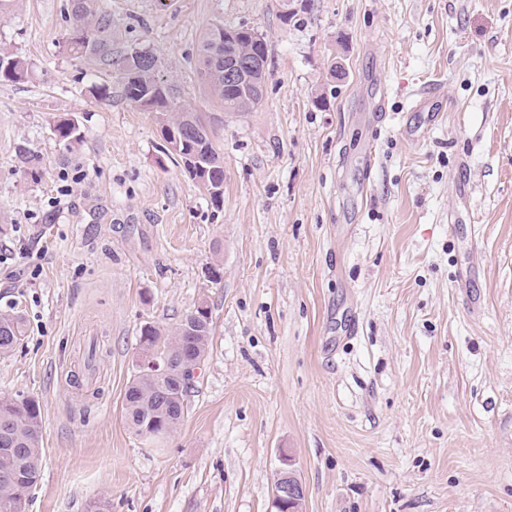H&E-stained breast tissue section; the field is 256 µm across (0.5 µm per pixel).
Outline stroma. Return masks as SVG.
Segmentation results:
<instances>
[{
    "label": "stroma",
    "mask_w": 512,
    "mask_h": 512,
    "mask_svg": "<svg viewBox=\"0 0 512 512\" xmlns=\"http://www.w3.org/2000/svg\"><path fill=\"white\" fill-rule=\"evenodd\" d=\"M67 2L0 16L31 67L0 82V312L25 328L0 393L42 419L26 512H271L284 454L301 512H512V0H99L113 58L150 51L205 119L217 206L115 70L67 52ZM218 22L269 45L253 111L201 76ZM202 304L189 412L142 439L140 329Z\"/></svg>",
    "instance_id": "1"
}]
</instances>
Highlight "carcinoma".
<instances>
[{"mask_svg":"<svg viewBox=\"0 0 512 512\" xmlns=\"http://www.w3.org/2000/svg\"><path fill=\"white\" fill-rule=\"evenodd\" d=\"M98 0H69L70 27L66 50L100 65L117 67L126 99L155 114L169 151L183 164L189 176L210 198L224 195V159L199 115L181 100L173 86L160 75V65L151 53L133 49L123 57L112 58V18L99 7ZM255 28L245 24H214L206 32L201 56L204 79L211 97L224 104L226 112H249L246 94L240 86L224 80V73L210 70L215 54L234 56L254 50L268 62L265 38L251 39ZM30 76L25 59L0 48V81H23ZM59 141L80 140L74 121L56 126ZM210 310H195L169 328L147 325L141 329V348L153 351L161 364L156 369L137 364L123 398L125 417L134 432L147 439L162 438L176 430L187 415V401L194 385L188 383L187 367L194 358H203L212 336ZM23 336L20 315L0 312V355H8ZM41 453V412L38 403L23 395L0 396V512H26L29 493L39 480Z\"/></svg>","mask_w":512,"mask_h":512,"instance_id":"cac0c4a2","label":"carcinoma"}]
</instances>
